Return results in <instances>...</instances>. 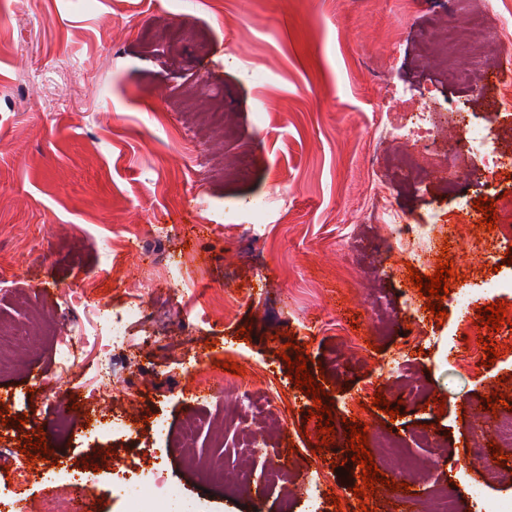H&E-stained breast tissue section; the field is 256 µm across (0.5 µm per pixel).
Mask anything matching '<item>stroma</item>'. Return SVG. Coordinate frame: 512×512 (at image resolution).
Segmentation results:
<instances>
[{"instance_id":"35a3bbf8","label":"stroma","mask_w":512,"mask_h":512,"mask_svg":"<svg viewBox=\"0 0 512 512\" xmlns=\"http://www.w3.org/2000/svg\"><path fill=\"white\" fill-rule=\"evenodd\" d=\"M473 0H0V259L13 266L15 290L0 293V334L29 330L35 345L0 350V391L10 394L1 413L0 446L11 463L22 461L28 438L44 431L57 460L98 466L92 484L97 512H124L111 470L137 472L163 456L168 480L188 501L168 512H283V488L263 498L227 497L202 480L164 437L145 424L164 414L170 434L186 412L201 418L194 453L227 458L225 474L264 475L285 464L296 472L342 465L338 495L352 497L360 468L351 460L347 421L362 422L369 438L395 433L408 457H434L432 484L448 487L457 512H475L465 476L493 463L487 446L472 443L471 426L493 428L484 396L501 392L512 375V351L471 372L445 354L458 339V314L428 320L423 347L408 345L423 300L403 268L404 255L370 219L366 202L385 186L395 204L417 223L434 211L461 220L458 204L429 176L409 180L388 159L375 131L384 120L386 85L404 87L409 106L439 112L451 107L466 122H483L494 94L440 81L444 61L421 59V42L464 24ZM399 29L391 42V29ZM435 96H428L429 85ZM221 100L235 127L218 136L197 122ZM480 158L458 173L460 195L512 197V178L478 187ZM264 204L267 220L254 233L247 218ZM167 226L155 234L154 226ZM134 240L118 270L99 281L103 296L121 307L129 288L177 266L186 298L228 292L239 302L232 320L221 317L183 331L187 313L155 289L147 312L132 324L130 342L113 352L106 375L99 352L79 347L62 369L49 352L58 339L92 325L95 313L73 309L62 294L76 274L105 267L95 241L111 230ZM462 282L490 273L512 279L505 250L481 263L465 243L445 254ZM353 328L369 349L345 360L334 323ZM247 339H239V329ZM303 356L332 403L333 444L316 451L318 427L311 397L298 390L287 358ZM410 362L429 384L430 404L404 401L392 357ZM263 367L254 381L289 389L275 405L281 428L266 434L265 449L235 455L246 413H229L223 388L192 392L187 370L195 358ZM50 378L61 395L100 391L98 413L132 406L142 429L134 441L109 440L108 454L78 447L83 420L59 431L55 404L34 389L29 370ZM380 389L400 418L366 403L368 386ZM28 422H19V415ZM224 444L214 447L216 428ZM431 431L437 451L414 437ZM292 443L282 455L284 443ZM41 462L26 484L10 483L0 463V500L15 512H38L66 493L44 479Z\"/></svg>"}]
</instances>
